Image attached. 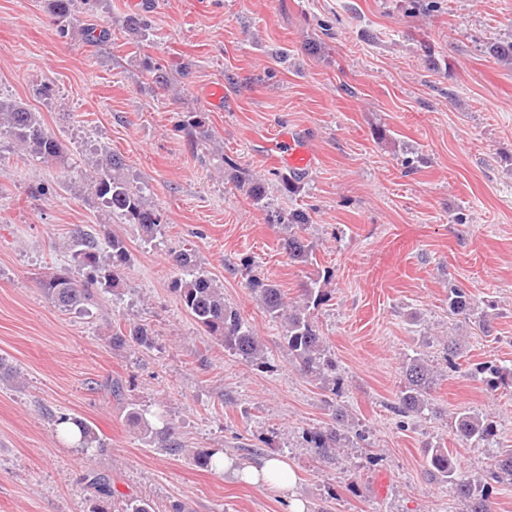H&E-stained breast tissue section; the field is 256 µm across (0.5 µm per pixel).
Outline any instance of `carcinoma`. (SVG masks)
Here are the masks:
<instances>
[{"instance_id": "obj_1", "label": "carcinoma", "mask_w": 512, "mask_h": 512, "mask_svg": "<svg viewBox=\"0 0 512 512\" xmlns=\"http://www.w3.org/2000/svg\"><path fill=\"white\" fill-rule=\"evenodd\" d=\"M52 4L53 23L57 31L64 34L72 24L78 0H52ZM485 52L501 63L512 65V40L489 41L485 44ZM3 132L9 133L19 148L33 157L47 161L63 156V145L47 132L41 116L19 104L0 101V134ZM123 166V159L111 152L95 160L90 190L110 214L126 224L137 225L151 240L160 231L161 215L146 202L142 190L126 179ZM287 223L295 228L284 243L288 257L302 264L312 262L313 245L303 234L311 223L309 213L303 209L291 210ZM80 246L73 259L84 270L81 278H75L71 269L65 267L42 282L47 299L62 312H81L97 303L99 293L115 292L120 281L119 271L129 260L125 241L109 230L103 231L101 241L91 236L82 238ZM253 287L259 289L269 318L283 328L292 361L305 373L336 381V362L327 355L324 338L310 311L311 306L323 301L322 296L314 289L306 288L304 302L296 305L287 301L281 289L269 281L256 278ZM177 292L183 308L208 335L221 341L224 347L245 361L265 363L264 345L238 310L224 301V289L212 278L198 271L192 274L191 279L180 282ZM448 311L469 321L475 317L474 299L464 289L452 288L448 294ZM129 343L150 345L148 328L137 324L126 333L118 329L112 334V346L122 348ZM476 371L486 375L487 383L493 388L512 386V368L486 362L480 364ZM402 373L404 388L397 397L394 410L401 417H409L429 406L434 372L424 358L414 356L405 359ZM126 420L139 429L145 440L158 441L166 453H183L184 448L175 436L174 426L157 432L132 405L126 411ZM54 423L80 444L91 445L99 441L96 431L84 420L62 414ZM456 434L472 448L490 450L497 440L498 426L487 417L463 412L457 417ZM340 438L337 428L310 432L311 442L319 450L332 447ZM425 464L430 476L447 484L453 495L465 505V512H494L492 482L512 478V448L496 449L494 470L490 480L485 482L467 478L445 448L426 449Z\"/></svg>"}]
</instances>
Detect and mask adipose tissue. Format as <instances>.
I'll return each mask as SVG.
<instances>
[{
  "label": "adipose tissue",
  "instance_id": "1",
  "mask_svg": "<svg viewBox=\"0 0 512 512\" xmlns=\"http://www.w3.org/2000/svg\"><path fill=\"white\" fill-rule=\"evenodd\" d=\"M217 467L246 482L273 487L285 501L286 512H308L305 501L295 493V473L285 458L274 456L238 463L222 454L217 459Z\"/></svg>",
  "mask_w": 512,
  "mask_h": 512
}]
</instances>
